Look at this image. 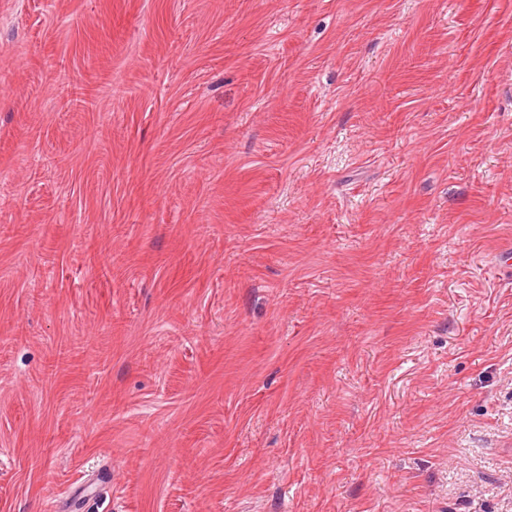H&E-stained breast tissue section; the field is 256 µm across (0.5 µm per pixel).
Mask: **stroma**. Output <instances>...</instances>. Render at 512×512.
<instances>
[{"instance_id":"stroma-1","label":"stroma","mask_w":512,"mask_h":512,"mask_svg":"<svg viewBox=\"0 0 512 512\" xmlns=\"http://www.w3.org/2000/svg\"><path fill=\"white\" fill-rule=\"evenodd\" d=\"M512 0H0V512H512Z\"/></svg>"}]
</instances>
